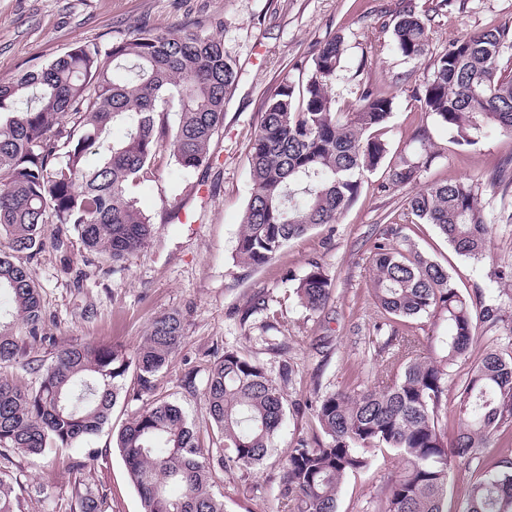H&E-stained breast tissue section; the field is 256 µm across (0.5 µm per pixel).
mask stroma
I'll return each instance as SVG.
<instances>
[{
  "mask_svg": "<svg viewBox=\"0 0 512 512\" xmlns=\"http://www.w3.org/2000/svg\"><path fill=\"white\" fill-rule=\"evenodd\" d=\"M405 0H0V82L14 79L65 55L78 44L111 45L148 23L160 31L188 20L215 16L216 31L237 63L238 76L224 108V124L210 148L208 164L182 172L168 156L157 161L152 180L130 186L129 194L151 219V238L122 267L90 260L80 241L68 253L55 248L58 227L45 225L43 246L30 268L42 287L52 343H112L134 351L149 322L173 311L183 314L186 338L151 392L138 394L126 378L120 399L103 430L82 442L97 454L85 476L103 495L109 512H140L116 438L128 418L154 400L177 404L208 441L204 389L212 363L234 347L273 378L291 365L285 383L291 398L311 399L316 390L356 393L370 386L378 367L372 340L378 312L371 293L370 252L382 225L404 224L420 251L445 266L464 296L483 295L512 312V296L489 279L492 268L512 266V224H493L488 255L474 261L457 255L430 224H405L411 189L386 184L387 170L415 158L423 142L439 149L422 184L462 179L477 184L484 211L500 201L487 186L492 173L512 160V138L494 135L461 148L447 127L425 116L416 92L433 56L470 34L512 24V0H415L429 17V51L418 61L397 50L393 24ZM345 44L342 68L332 87L339 107L366 88L394 97L383 131L387 152L366 175L356 202L338 223L314 227L290 241L268 264L248 268L236 259L242 219L250 195L249 148L264 102L283 79H298L316 48L332 35ZM318 262L332 281L325 309L313 314L295 294V278ZM267 311L248 315L257 298ZM310 425L288 412L264 464L251 471L221 472L214 486L225 512H286L280 497V457ZM370 469L351 475L338 512H377L380 478L397 472L400 456L371 453ZM0 478L17 480L15 512H76L73 478L61 455L0 456Z\"/></svg>",
  "mask_w": 512,
  "mask_h": 512,
  "instance_id": "obj_1",
  "label": "stroma"
}]
</instances>
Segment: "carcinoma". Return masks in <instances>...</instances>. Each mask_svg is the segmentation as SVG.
Here are the masks:
<instances>
[{
	"instance_id": "carcinoma-1",
	"label": "carcinoma",
	"mask_w": 512,
	"mask_h": 512,
	"mask_svg": "<svg viewBox=\"0 0 512 512\" xmlns=\"http://www.w3.org/2000/svg\"><path fill=\"white\" fill-rule=\"evenodd\" d=\"M218 25L206 18L159 32L142 24L107 49L83 43L0 83V451L38 457L97 435L127 374L134 372L138 392H150L182 346L184 318L171 312L152 319L131 355L116 344L66 343L50 360L40 358L46 312L28 261L42 248L46 224L60 225L56 249L67 251L73 231L88 254H105L114 267L147 242L152 223L127 187L150 177L163 151L183 171L208 163L237 79L224 42L205 33ZM393 35L406 59L426 54V17L415 7L400 12ZM511 43L512 25H503L456 41L434 59L418 101L448 127L455 144L476 146L496 132L512 136V73L501 65ZM344 52L343 38L329 37L307 77L283 80L265 101L236 248L246 266L265 265L311 228L338 223L364 175L384 158L379 131L394 97L368 89L339 111L332 86ZM171 100L178 105L173 125ZM116 124L126 128L120 140L109 138ZM432 160L428 148L420 159L399 160L387 172L388 184H418ZM491 184L506 200L512 169L499 168ZM407 210L411 222L434 225L457 255L486 257L491 225L474 184L426 185L407 199ZM371 254L381 319L376 331L388 332L376 349L372 386L318 393L301 404L256 361L224 349L204 392L213 447H202L195 424L163 400L138 409L119 432L117 448L141 512H224L213 492L216 470L263 464L289 407L312 417L311 429L281 459V496L293 512H338L343 482L371 466L373 448H390L404 461L383 477L379 512H450L448 486L459 460L474 472L460 512H512V462L488 470L478 456L512 431V355L490 345L474 355L479 331L512 317L498 303L464 297L448 270L418 251L400 224L379 231ZM296 295L311 313L325 309L331 282L318 263L298 279ZM424 315L448 322L437 347L396 327ZM21 360L34 376L29 385L1 372ZM95 460L89 451L68 457V469L78 475L71 485L78 512H107L104 498L82 479ZM15 499L13 483L0 477V512H15Z\"/></svg>"
}]
</instances>
